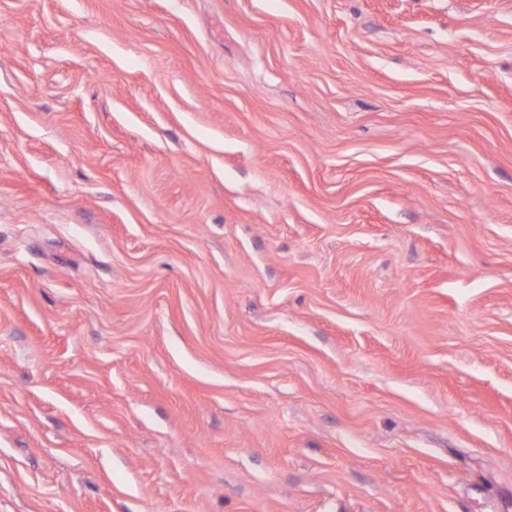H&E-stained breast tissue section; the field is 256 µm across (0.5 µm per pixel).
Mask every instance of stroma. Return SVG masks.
<instances>
[{"label": "stroma", "instance_id": "1", "mask_svg": "<svg viewBox=\"0 0 512 512\" xmlns=\"http://www.w3.org/2000/svg\"><path fill=\"white\" fill-rule=\"evenodd\" d=\"M0 512H512V0H0Z\"/></svg>", "mask_w": 512, "mask_h": 512}]
</instances>
